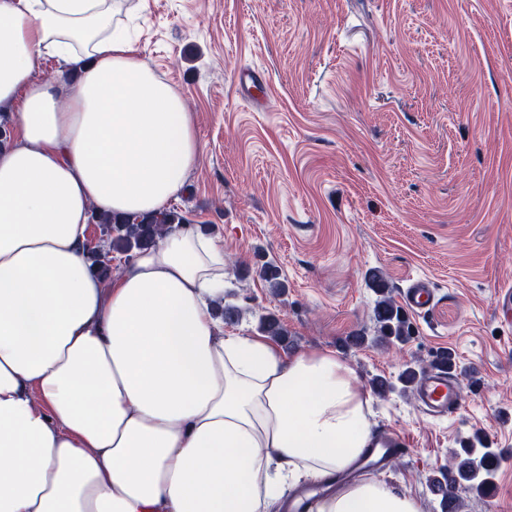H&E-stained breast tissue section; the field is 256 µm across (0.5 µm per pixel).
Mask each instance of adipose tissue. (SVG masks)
<instances>
[{"label":"adipose tissue","instance_id":"obj_1","mask_svg":"<svg viewBox=\"0 0 512 512\" xmlns=\"http://www.w3.org/2000/svg\"><path fill=\"white\" fill-rule=\"evenodd\" d=\"M129 13L0 0V512H278L304 481L307 512H423L335 483L371 445V397L332 352L225 332L217 240L173 224L110 279L91 267V211L168 207L203 154ZM48 59L75 85L40 81Z\"/></svg>","mask_w":512,"mask_h":512}]
</instances>
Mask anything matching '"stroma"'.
<instances>
[{
    "mask_svg": "<svg viewBox=\"0 0 512 512\" xmlns=\"http://www.w3.org/2000/svg\"><path fill=\"white\" fill-rule=\"evenodd\" d=\"M133 38L203 145L176 205L224 245L230 331L275 313L286 355L333 352L367 391L454 352L451 415L374 394V435L409 441L378 477L440 512L431 478L483 433L505 459L491 495L459 489L460 512H512V322L496 312L512 289V0H147ZM246 68L264 107L241 98ZM374 271L396 298L421 275L436 289L406 344L374 340Z\"/></svg>",
    "mask_w": 512,
    "mask_h": 512,
    "instance_id": "1",
    "label": "stroma"
}]
</instances>
